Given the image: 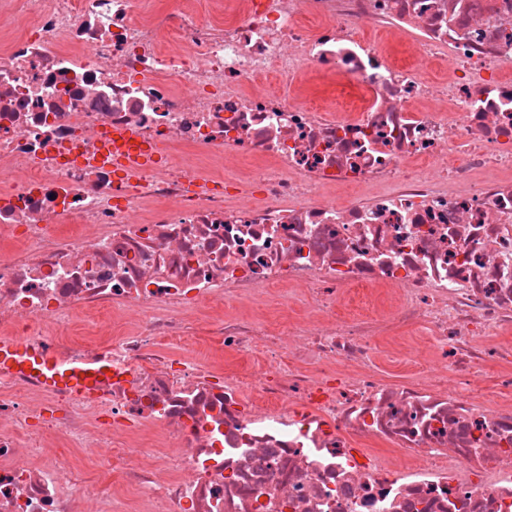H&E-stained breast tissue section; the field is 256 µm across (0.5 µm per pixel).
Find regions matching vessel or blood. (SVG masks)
<instances>
[{
	"label": "vessel or blood",
	"instance_id": "obj_1",
	"mask_svg": "<svg viewBox=\"0 0 512 512\" xmlns=\"http://www.w3.org/2000/svg\"><path fill=\"white\" fill-rule=\"evenodd\" d=\"M103 158L109 160L136 159L142 163L155 160L153 148L133 141L131 133L119 131L103 136ZM0 367L34 376L50 388H62L79 397H89L100 382L112 376V364L101 358L94 361H63L49 350L32 351L18 340H0Z\"/></svg>",
	"mask_w": 512,
	"mask_h": 512
}]
</instances>
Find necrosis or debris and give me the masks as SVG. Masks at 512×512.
I'll return each instance as SVG.
<instances>
[{"label":"necrosis or debris","instance_id":"obj_1","mask_svg":"<svg viewBox=\"0 0 512 512\" xmlns=\"http://www.w3.org/2000/svg\"><path fill=\"white\" fill-rule=\"evenodd\" d=\"M7 18L0 339L114 378L0 371V512H512V0ZM109 131L157 160L101 162ZM268 296L303 316L224 311ZM402 332L422 377L373 362ZM0 367L26 375L46 387L66 389L79 397L93 396L94 387L112 379V363L107 359L66 362L50 350L32 351L19 340H0Z\"/></svg>","mask_w":512,"mask_h":512}]
</instances>
